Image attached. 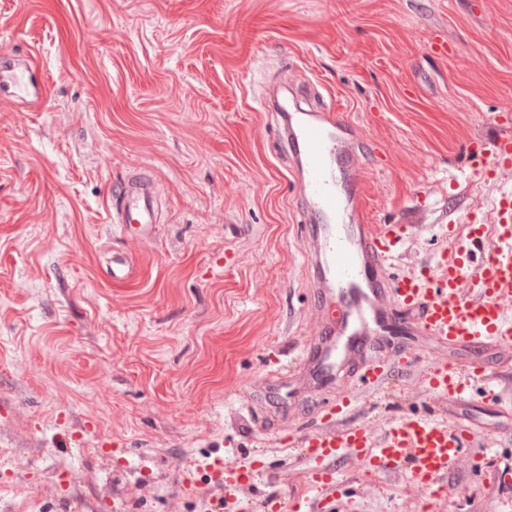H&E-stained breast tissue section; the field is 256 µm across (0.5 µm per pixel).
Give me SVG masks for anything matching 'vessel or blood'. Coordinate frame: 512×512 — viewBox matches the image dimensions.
I'll return each mask as SVG.
<instances>
[{
  "label": "vessel or blood",
  "instance_id": "1",
  "mask_svg": "<svg viewBox=\"0 0 512 512\" xmlns=\"http://www.w3.org/2000/svg\"><path fill=\"white\" fill-rule=\"evenodd\" d=\"M0 97L40 104L47 89L6 69L0 71ZM273 124L287 163L302 181L303 216L309 223L304 257L314 299L308 313L311 332L284 372L292 378L306 372L317 380L333 378L337 359L355 353L369 337L393 334L398 325L419 333L440 352L423 368L415 353L396 360L375 352L357 386L328 401L299 444L308 463L307 482L318 499L299 496L285 503L268 495L262 499L263 512H349L353 500L339 493L335 469L337 459L346 456L377 473L406 471L413 487L440 500L449 471L481 466L470 451L475 437L470 425L417 412L351 427L343 421L387 388L397 368H421L424 391L437 403L454 406L477 395L498 398L482 350L512 353V191L493 200L490 223L444 225L453 245L433 270L392 277L388 270L399 257L407 227L364 223L360 199L339 191L358 163L344 119L332 112L282 111L274 113ZM470 169L483 181L511 172L512 132L503 131L489 144L473 142ZM112 221L127 237L150 236L156 222L152 186L120 192ZM466 348L472 351L469 359L454 360L453 351ZM206 469L222 492L209 512H245L238 495L259 491L262 462L241 464L224 456L211 459Z\"/></svg>",
  "mask_w": 512,
  "mask_h": 512
}]
</instances>
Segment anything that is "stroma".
<instances>
[{
  "instance_id": "stroma-1",
  "label": "stroma",
  "mask_w": 512,
  "mask_h": 512,
  "mask_svg": "<svg viewBox=\"0 0 512 512\" xmlns=\"http://www.w3.org/2000/svg\"><path fill=\"white\" fill-rule=\"evenodd\" d=\"M49 88L0 102V512H203V461H266L305 493L286 442L332 388L278 365L305 333L297 177L260 97L334 106L369 224H409L397 268L435 267L443 224L485 219L512 177L474 184L468 146L512 115V0H0V65ZM153 181L157 226L121 237L110 199ZM133 273L113 281L112 260ZM418 380L352 425L412 409ZM457 417L484 478L449 472L436 512H512V406ZM356 512H406L402 475L337 462Z\"/></svg>"
}]
</instances>
